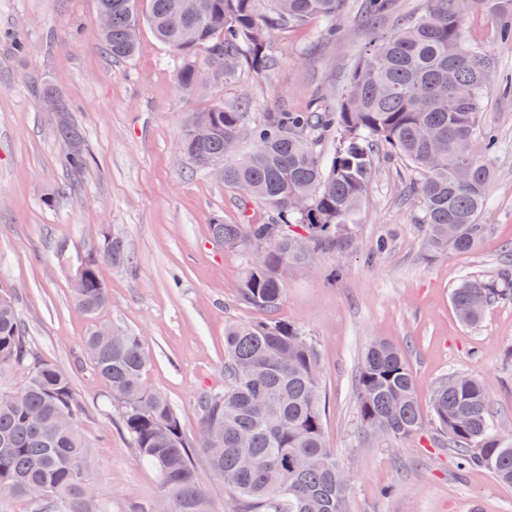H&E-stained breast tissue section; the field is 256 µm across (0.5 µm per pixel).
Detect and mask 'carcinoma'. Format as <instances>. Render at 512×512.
<instances>
[{"label":"carcinoma","mask_w":512,"mask_h":512,"mask_svg":"<svg viewBox=\"0 0 512 512\" xmlns=\"http://www.w3.org/2000/svg\"><path fill=\"white\" fill-rule=\"evenodd\" d=\"M345 2L196 0L190 13L184 0H99V10L112 16L101 33L102 49L114 60L131 58L145 22L183 58L177 83L194 91L201 85L199 68L190 61L197 49L207 48L208 67L226 78L243 63L263 71L270 66L273 31L321 18L334 32ZM427 2L425 14L369 42L337 110L317 105L308 112H268L252 125L242 106L215 105L187 121L183 152L202 170L224 161V184L244 190L272 213L264 224H212L213 236L225 247L260 249L242 274L239 292L268 318L225 327L224 392L199 397L194 443L169 401L144 385L148 359L140 337L107 322L110 338H100L95 328L85 336L87 360L120 408L123 431L161 479L160 494L141 512H153L159 502L168 512H207L195 447L203 449L239 512H348L349 479L324 436L318 349L275 313L288 267L312 265L323 254L354 247L351 219L371 181L370 149L376 144L393 148L422 173L404 196L418 202L417 222L425 228L429 254L470 252L484 233L480 221L501 143L481 127L480 112L495 59L469 43L464 24L479 4L502 17L500 37L512 41V0ZM40 99L58 112L62 165L75 179L88 165L84 136L52 84L43 83ZM199 126L208 129L207 137L195 136ZM244 130L251 148L241 153L236 146ZM331 132L336 146L326 155L320 142ZM100 257L118 266L129 262L117 237L105 240ZM96 265L97 257L89 258L74 281L76 306L93 318L108 305ZM451 301L463 324H477L489 307L512 302V272L493 280L464 279ZM15 370L27 378L20 389L0 393V498L29 500L40 512H101L71 376L32 348L14 301L0 296V372ZM355 385L364 436L412 441L431 424L459 464L488 469L512 485V444L490 423L489 398L479 379L443 382L427 420L404 354L375 340ZM33 487L42 488L40 498L31 496Z\"/></svg>","instance_id":"1"}]
</instances>
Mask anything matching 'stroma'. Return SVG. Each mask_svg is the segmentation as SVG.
Masks as SVG:
<instances>
[{"instance_id":"stroma-1","label":"stroma","mask_w":512,"mask_h":512,"mask_svg":"<svg viewBox=\"0 0 512 512\" xmlns=\"http://www.w3.org/2000/svg\"><path fill=\"white\" fill-rule=\"evenodd\" d=\"M424 7L425 0H395L372 19L364 0H348L336 36L318 19L272 32L266 72L243 65L233 80L214 75L187 92L176 81L182 58L148 25L138 31L135 56L116 62L100 49L97 0H0V296L16 302L38 354L73 377L103 512H135L156 497L159 478L139 460L82 354L95 320L141 337L146 385L170 401L194 438L199 396L224 389L225 326L266 317L239 296L251 253L215 241L211 226L260 224L269 212L182 153L188 118L240 99L253 121L307 111L322 95L339 105L374 30L395 29ZM465 31L496 60L482 124L501 140L478 247L445 256L423 250L416 207L401 198L410 167L384 145L354 216L356 247L283 276L278 316L318 345L325 439L349 474V512H512V486L483 468L459 470L432 433L411 442L364 439L354 386L365 346L389 342L406 356L423 416L442 380L472 375L485 384L491 422L512 442V304L466 326L450 301L462 279L512 266V94L502 93L512 78V42L499 40L496 17L481 8L467 15ZM46 81L67 100L92 155L64 198L56 195L65 178L61 145L36 95ZM110 235L123 239L131 267L100 259ZM383 235L387 249L371 254ZM93 255L109 296L95 320L77 310L72 292Z\"/></svg>"}]
</instances>
